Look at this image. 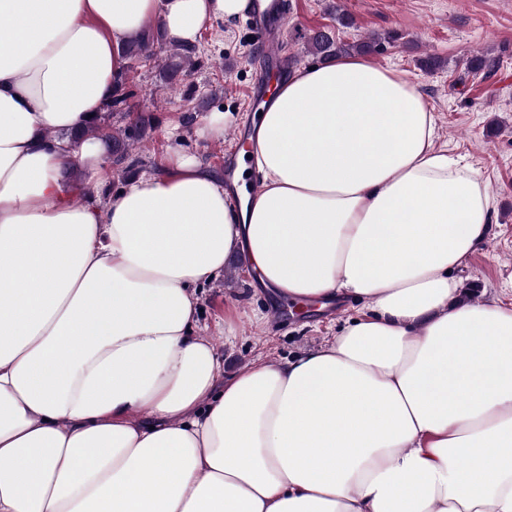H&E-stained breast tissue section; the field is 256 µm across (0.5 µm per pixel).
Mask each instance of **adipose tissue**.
I'll return each instance as SVG.
<instances>
[{"label": "adipose tissue", "mask_w": 512, "mask_h": 512, "mask_svg": "<svg viewBox=\"0 0 512 512\" xmlns=\"http://www.w3.org/2000/svg\"><path fill=\"white\" fill-rule=\"evenodd\" d=\"M254 0H0V512H512V304L452 272L490 198L405 73L358 56L275 90L242 206L189 156L95 191L122 45L190 47ZM90 174L73 203L62 174ZM336 336L230 377L199 288L234 254Z\"/></svg>", "instance_id": "adipose-tissue-1"}]
</instances>
